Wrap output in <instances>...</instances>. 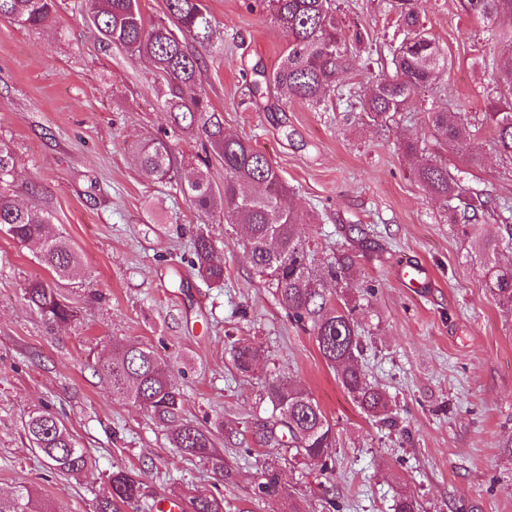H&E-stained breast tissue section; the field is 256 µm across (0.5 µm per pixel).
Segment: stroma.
Returning a JSON list of instances; mask_svg holds the SVG:
<instances>
[{
    "label": "stroma",
    "mask_w": 512,
    "mask_h": 512,
    "mask_svg": "<svg viewBox=\"0 0 512 512\" xmlns=\"http://www.w3.org/2000/svg\"><path fill=\"white\" fill-rule=\"evenodd\" d=\"M346 21L378 47L396 29L390 0H338ZM223 51L203 55L200 81L224 114L226 130L249 141L280 172L314 269L361 224L350 299L359 300L365 351L359 364L393 406L377 424L339 383L315 340L292 323L255 275L240 226L204 219L179 185L146 175L139 146L169 129L163 83L151 66L99 44L83 0H61L48 24L26 29L0 19V141L19 158L13 190L50 215L49 234L82 254L84 269L61 286L75 322L47 330L22 299L29 281L50 279L34 247L0 233V497L29 487L41 512H95L112 471L141 483L120 512H155L165 498L184 512L207 496L223 512H393L410 496L421 512H512V314L493 301L484 258L447 224L412 176L402 135L426 154L440 146L421 101L386 126L358 120L338 96L314 109L291 101L265 111L251 100L241 63L273 70L286 40L262 7L204 0ZM427 32L448 60L436 106L486 110L488 77L475 63L497 46L455 0H428ZM484 153L466 187L512 202V161L495 152L494 131L474 128ZM224 261V285L210 288L190 260L198 227ZM419 265L430 286L415 294L402 261ZM259 348L255 370H237V341ZM119 342L147 345L169 367L194 424L223 423V469L171 448L146 408L122 402L98 370ZM295 381L334 424L332 468L320 471L265 442L275 419L270 378ZM33 411L59 417L91 458L68 475L31 449L22 423ZM283 494H257L264 462Z\"/></svg>",
    "instance_id": "stroma-1"
}]
</instances>
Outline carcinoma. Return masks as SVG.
I'll return each mask as SVG.
<instances>
[{
    "mask_svg": "<svg viewBox=\"0 0 512 512\" xmlns=\"http://www.w3.org/2000/svg\"><path fill=\"white\" fill-rule=\"evenodd\" d=\"M89 20L103 47H115L134 58L148 59L164 78L167 90L162 106L172 118V136L194 132L202 143L204 168L184 181L183 191L204 215H222L230 224L246 230L245 246L256 273L274 289L278 303L288 317L314 337L319 352L335 371L344 389L367 413L378 416L387 411L386 396L375 388L358 364L361 352V324L357 306L333 302L338 289L350 277L354 255L345 250L325 262L321 277L313 276L311 250L298 234L300 211L286 204L288 186L277 169L250 143L224 130V117L217 112L198 86L199 49L218 50L215 27L202 0H166L167 20L147 23L139 0H87ZM273 23L288 41L286 54L270 73L253 70L250 84L253 101L281 90L289 100L314 108L330 94L343 90L341 77L360 66L373 64L370 37L348 26L336 0H259ZM459 10L487 25V32L500 45L502 60L480 64L492 67L493 82L485 89L489 102L483 121L494 125L497 152L512 160V28L497 27L503 17L512 18V0H458ZM57 8V0H0V18L24 28L46 25ZM397 33L401 41L392 49L391 73L370 82L365 92L349 88L344 93L348 109L369 122L387 121L402 112L417 97L433 89L437 74L448 66L422 21L425 0H394ZM426 124L440 143L460 153L466 167L478 168L483 155L472 141L470 122L461 110L430 107ZM140 168L158 180L173 178L176 163L171 141L152 139L140 146ZM216 160L224 167V183L212 182L207 167ZM18 157L6 143H0V232L20 244L38 246V260L55 280L73 277L81 267V255L60 237L46 234L49 217L35 206L19 204L11 193ZM415 179L429 198L440 205L444 220L483 251L497 252L501 244H512V224L504 216V235L485 234L482 221L494 206L491 197L464 187V171L448 169L438 156H424L414 166ZM193 264L199 276L211 285L224 284V264L216 259L215 243L199 230L192 243ZM485 287L499 304L512 312V265H484ZM26 304L52 329L77 319V311L60 289L45 280H32L23 289ZM237 368L251 372L261 351L248 344L235 346ZM100 371L109 380L112 393L136 406L152 411L165 425L171 447L181 454L201 458L215 456V435L180 418L183 395L169 380L165 364L141 343L119 344L100 361ZM267 394L276 421L267 431L268 442L282 444L278 431L288 433V446L296 455L328 468L335 446L334 425L307 391L286 378L267 382ZM31 448L56 470L79 475L88 469L85 449L53 415L31 412L23 423ZM109 496L101 499L97 512H117L118 504L139 499L140 482L118 469L109 478ZM258 492L278 497L282 487L274 464L264 463ZM0 512H38L33 496L21 489L10 498L0 497Z\"/></svg>",
    "mask_w": 512,
    "mask_h": 512,
    "instance_id": "1",
    "label": "carcinoma"
}]
</instances>
